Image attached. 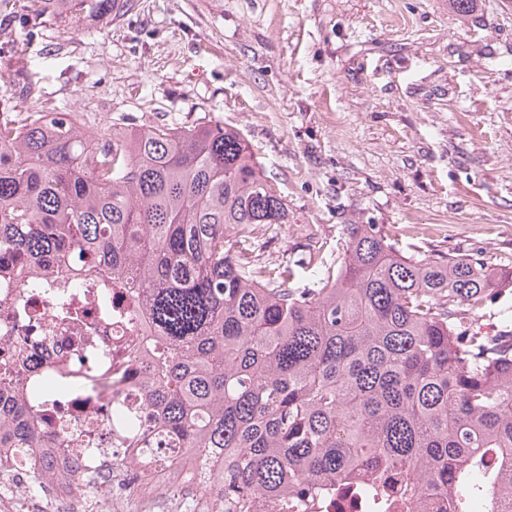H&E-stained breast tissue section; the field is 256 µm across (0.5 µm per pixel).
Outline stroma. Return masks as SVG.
<instances>
[{
    "instance_id": "1",
    "label": "stroma",
    "mask_w": 512,
    "mask_h": 512,
    "mask_svg": "<svg viewBox=\"0 0 512 512\" xmlns=\"http://www.w3.org/2000/svg\"><path fill=\"white\" fill-rule=\"evenodd\" d=\"M106 124L239 130L288 205L257 245L311 283L348 224L406 253L465 250L512 272V0H137L112 23L0 13V100ZM512 332V285L475 320Z\"/></svg>"
}]
</instances>
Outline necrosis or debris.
<instances>
[{"mask_svg":"<svg viewBox=\"0 0 512 512\" xmlns=\"http://www.w3.org/2000/svg\"><path fill=\"white\" fill-rule=\"evenodd\" d=\"M77 318L76 325L64 322L65 315ZM148 318L132 292L114 290L109 302H102L96 284L80 292L59 295L55 292L27 294L22 288H0V351L23 348L28 356L27 369L17 377L23 388L42 383L40 407L44 422L56 427L62 412L76 416L86 432L98 435L101 443L94 452L80 447L62 449L56 458L59 500L67 498L70 473L95 478L108 477L116 512H198L200 505L182 496V486L199 482L204 470L215 469V462L187 458L172 463L167 449H152L151 468H142L137 460L112 445V410L99 408L85 398L61 403L45 383L57 368L65 366V337L85 330L92 336L95 353L119 343L137 346L145 334Z\"/></svg>","mask_w":512,"mask_h":512,"instance_id":"1","label":"necrosis or debris"}]
</instances>
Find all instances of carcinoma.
Returning a JSON list of instances; mask_svg holds the SVG:
<instances>
[{
  "label": "carcinoma",
  "instance_id": "1",
  "mask_svg": "<svg viewBox=\"0 0 512 512\" xmlns=\"http://www.w3.org/2000/svg\"><path fill=\"white\" fill-rule=\"evenodd\" d=\"M117 0H0L32 27L75 11L112 21ZM288 206L238 130L217 123L90 133L75 112L0 107V281L61 288L107 275L150 319L135 370L59 377L58 396L112 398L116 445L224 456L210 512H309L355 488L404 512H512V335L468 322L497 278L473 253L407 256L378 224H348L330 263L312 232L311 288L248 256ZM0 358V458L54 442ZM144 386L137 417L120 404ZM56 477L51 459L34 486ZM206 484V485H208ZM204 484L196 485L203 490Z\"/></svg>",
  "mask_w": 512,
  "mask_h": 512
}]
</instances>
